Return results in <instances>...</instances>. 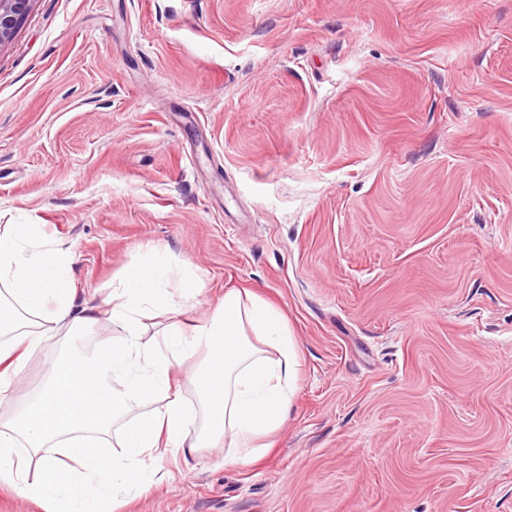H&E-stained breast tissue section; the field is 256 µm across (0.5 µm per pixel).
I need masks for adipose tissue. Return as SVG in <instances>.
I'll list each match as a JSON object with an SVG mask.
<instances>
[{"label":"adipose tissue","instance_id":"ef3b65f1","mask_svg":"<svg viewBox=\"0 0 512 512\" xmlns=\"http://www.w3.org/2000/svg\"><path fill=\"white\" fill-rule=\"evenodd\" d=\"M74 259L71 249L44 241L37 225L0 229V398L49 343L62 339L69 347L23 411L0 419V489L47 512H107L109 503L169 481L171 471L160 464L166 455L188 463L221 443L230 464L261 456L257 440L286 420L298 367L281 312L229 291L209 323L187 330L172 322L152 334L148 315L175 312L176 298L192 296L198 267L131 265L104 306L79 309ZM103 315L123 329V339L82 351L80 338ZM186 380L198 404L183 397ZM148 401L156 409L141 412ZM121 419L127 426L111 439Z\"/></svg>","mask_w":512,"mask_h":512}]
</instances>
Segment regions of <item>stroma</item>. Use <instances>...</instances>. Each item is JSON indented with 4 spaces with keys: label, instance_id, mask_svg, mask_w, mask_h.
<instances>
[{
    "label": "stroma",
    "instance_id": "1",
    "mask_svg": "<svg viewBox=\"0 0 512 512\" xmlns=\"http://www.w3.org/2000/svg\"><path fill=\"white\" fill-rule=\"evenodd\" d=\"M199 266L285 316L292 407L249 464L116 512H512V0H34L0 45V226ZM64 343L29 362L19 411Z\"/></svg>",
    "mask_w": 512,
    "mask_h": 512
}]
</instances>
